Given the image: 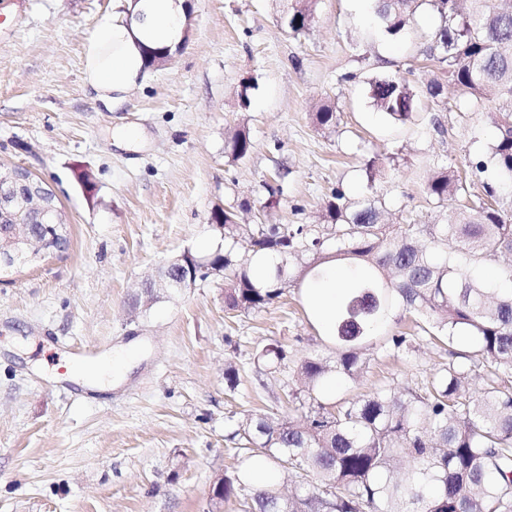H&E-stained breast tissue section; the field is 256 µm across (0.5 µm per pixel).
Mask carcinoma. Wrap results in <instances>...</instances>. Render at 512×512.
I'll use <instances>...</instances> for the list:
<instances>
[{
  "instance_id": "cac0c4a2",
  "label": "carcinoma",
  "mask_w": 512,
  "mask_h": 512,
  "mask_svg": "<svg viewBox=\"0 0 512 512\" xmlns=\"http://www.w3.org/2000/svg\"><path fill=\"white\" fill-rule=\"evenodd\" d=\"M317 0H295L280 18L293 38L307 34ZM425 8L439 18L422 54L461 97L458 112L485 109L496 128L491 160L471 165L474 181L445 163L425 184L439 208L457 202L452 224L383 222L378 198L350 202L336 191L323 223L250 224L244 232L232 208L214 215L224 225V252L209 263L224 269V310H260L288 285L322 275L333 260H349L355 276L336 305L332 337L336 357L311 356L297 366L298 387L289 392L297 417L258 415L242 423L245 455L224 476V501L239 512H512V112L487 104L512 100V10L493 0H377L384 32L396 35ZM370 97L391 119L412 117L415 92L403 77L370 83ZM318 126L340 122L335 108L315 112ZM253 149L239 130L224 142L232 159ZM52 226L39 240L52 244L27 252L36 266L69 241L70 224L53 215L35 217ZM248 240L247 253L239 252ZM418 317L417 332L448 346V363L422 386L378 390L335 406L322 394L336 378L356 382L381 350H412L415 336H380L397 310ZM279 345L264 346L257 361L278 365ZM480 392H470L472 376ZM263 458L283 475L276 484L254 485L253 459Z\"/></svg>"
}]
</instances>
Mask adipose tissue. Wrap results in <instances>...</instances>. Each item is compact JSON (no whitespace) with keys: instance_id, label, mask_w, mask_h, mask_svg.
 Segmentation results:
<instances>
[{"instance_id":"ef3b65f1","label":"adipose tissue","mask_w":512,"mask_h":512,"mask_svg":"<svg viewBox=\"0 0 512 512\" xmlns=\"http://www.w3.org/2000/svg\"><path fill=\"white\" fill-rule=\"evenodd\" d=\"M187 0H112V16L90 35L85 80L108 110L122 106L127 93L142 84L149 68L146 52L174 51L185 33ZM339 278L328 275L305 290L312 317L331 326L339 300Z\"/></svg>"}]
</instances>
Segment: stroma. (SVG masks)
Listing matches in <instances>:
<instances>
[{
    "instance_id": "35a3bbf8",
    "label": "stroma",
    "mask_w": 512,
    "mask_h": 512,
    "mask_svg": "<svg viewBox=\"0 0 512 512\" xmlns=\"http://www.w3.org/2000/svg\"><path fill=\"white\" fill-rule=\"evenodd\" d=\"M188 2L183 43L113 112L84 76L85 43L112 0L0 10L19 23L0 41V168H28L71 226L60 255L0 274V512H209L213 481L239 462L242 421L287 416L297 365L336 345L303 289L230 314L222 278L155 289L149 305L144 281L184 251L220 247L211 215L231 205L243 224H317L340 189L382 199L394 224L440 221L423 192L436 163L468 166L495 141L483 113L442 110L424 91L438 75L420 56L430 12L392 38L371 0H319L311 30L294 39L279 23L288 0ZM385 75L417 86L409 121L373 105L369 84ZM325 103L341 114L336 128L315 123ZM239 129L254 148L235 160L224 141ZM280 171L282 192L268 195ZM132 339L140 362L117 388L74 381L76 348L106 355ZM268 343L287 352L270 370L257 364ZM447 360L420 337L324 398L413 386Z\"/></svg>"
}]
</instances>
